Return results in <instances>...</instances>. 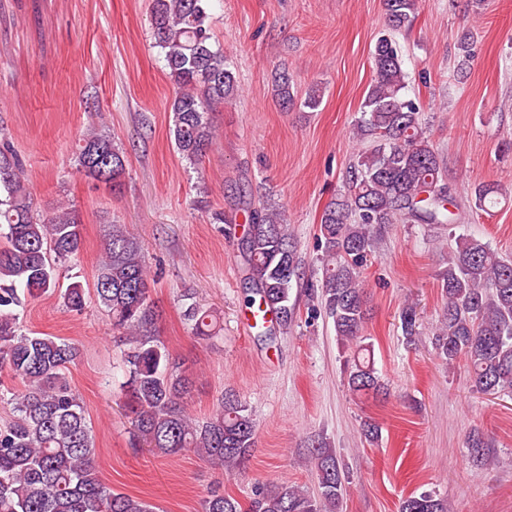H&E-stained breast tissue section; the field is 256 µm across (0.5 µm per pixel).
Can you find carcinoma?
Listing matches in <instances>:
<instances>
[{"label": "carcinoma", "instance_id": "1", "mask_svg": "<svg viewBox=\"0 0 512 512\" xmlns=\"http://www.w3.org/2000/svg\"><path fill=\"white\" fill-rule=\"evenodd\" d=\"M210 0H151L154 46L164 55L174 95L169 102L175 147L191 165L211 150L215 129L211 111L236 96L238 85L209 23ZM393 30L412 27L419 0H383ZM374 80L360 107L358 130L367 146L348 171L347 193L328 203L319 232L323 279L318 299L332 319L340 345L353 347L348 361L349 389L355 394L387 393L375 368L371 344L362 330L368 316L362 272L374 252L379 231L399 221L457 224L454 200L444 183L443 162L424 136L421 106L407 93L403 59L392 38L380 37L372 53ZM76 158L90 179L121 189L127 160L112 138L89 134ZM23 164L0 133V402L12 418L0 425V512H154L131 495L115 492L100 479L95 443L80 396L68 380L80 356L74 343L20 329L19 308L26 299L58 293L63 309L81 312L89 293L79 281L60 285L58 265L81 247V220L74 209L50 208L39 214L23 178ZM475 204L495 203L497 185L478 186ZM242 258L248 272L246 303L270 318L255 325L259 335L284 331L296 317L293 282L300 279L297 250L285 215L274 207L250 215ZM438 278L444 300L432 344L448 367L462 361L472 392L512 395V257L464 235L454 239ZM105 256L96 269L94 292L112 329L125 336L124 362L134 437L162 454L192 451L227 473L239 469L255 447L256 423L247 404L224 396L215 412L201 420L186 414L184 400L193 373L173 358L155 334L158 311L142 249L121 227L112 226ZM184 317L202 340L214 337L209 309L187 304ZM406 343L420 341L417 315L400 314ZM312 459L319 495L287 483L255 487L248 506L218 489L207 492L202 512H343L349 476L336 449L321 439ZM468 463L494 464L487 441L469 436ZM400 512H448L433 492L405 498Z\"/></svg>", "mask_w": 512, "mask_h": 512}]
</instances>
